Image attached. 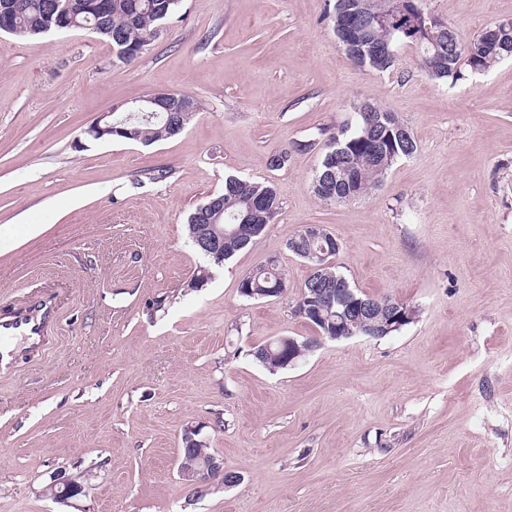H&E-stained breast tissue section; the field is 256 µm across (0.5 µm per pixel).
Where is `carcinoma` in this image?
Wrapping results in <instances>:
<instances>
[{
    "label": "carcinoma",
    "mask_w": 512,
    "mask_h": 512,
    "mask_svg": "<svg viewBox=\"0 0 512 512\" xmlns=\"http://www.w3.org/2000/svg\"><path fill=\"white\" fill-rule=\"evenodd\" d=\"M6 3L9 10L0 15V23L6 21L8 25L5 29L0 27V33L6 31L18 37L38 36L40 29L53 23L57 15L69 12L75 4L83 7L90 24L96 26L95 34L112 45V65L118 66L127 65L144 53L158 36V27L176 16L180 0H0V7ZM406 10L404 0H394L392 17L375 25L368 42L363 44L366 57L360 66L386 71L394 66L398 49L413 44L400 29L399 21ZM440 41L448 42V63L423 65L421 69L433 79L454 83L462 79L466 71H486L499 61L512 58V21L500 28L496 43L487 42L482 35L465 42L451 26L448 33L441 34ZM355 117L354 125L340 127L330 136L329 151L313 178L330 170L338 177L345 172L349 178L348 182L341 183L340 196L350 194L362 198L397 160L412 155L417 144L412 135H403L406 125L397 116L376 105L373 111L357 112ZM112 123L132 130L133 136L123 135L121 139L143 144L165 140L182 131L164 111L154 117L148 112L118 110L112 114ZM217 198L224 204L219 227L237 230V237L224 246V251L207 257L208 265L199 269L191 282L193 288L211 279L213 267L223 265L261 235L280 209L279 198L271 183L245 181L233 175L225 178L224 190ZM307 231L306 227L299 230L288 245L302 244L309 253L323 254L321 259H304L307 264L319 266L311 272L302 289L301 296L310 298L315 281H334L342 275L330 264V258L336 255V247L325 253L320 250V245L327 244L326 238L331 233L319 226V238L306 241ZM285 286L286 277L279 267L261 264L242 278L239 291L245 298L259 299L264 289L277 287L283 293ZM286 353L288 350L282 351L274 343L270 352L258 361L272 371L284 369Z\"/></svg>",
    "instance_id": "obj_1"
}]
</instances>
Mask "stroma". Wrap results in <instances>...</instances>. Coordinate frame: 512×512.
Here are the masks:
<instances>
[{
    "instance_id": "1",
    "label": "stroma",
    "mask_w": 512,
    "mask_h": 512,
    "mask_svg": "<svg viewBox=\"0 0 512 512\" xmlns=\"http://www.w3.org/2000/svg\"><path fill=\"white\" fill-rule=\"evenodd\" d=\"M333 0H181L132 63L87 30L0 34V313L44 303L46 350L0 367V512H512V60L457 83L415 47L355 64ZM469 41L512 0H423ZM174 91L200 104L149 145L94 140L117 106ZM369 101L417 151L369 195L327 202L312 177ZM289 151L284 168L269 156ZM233 174L274 185V224L203 287L190 213ZM327 228L350 285L416 310L388 336L323 340L270 371L255 350L314 331L294 313L309 267L287 247ZM276 258L282 297L239 283ZM198 429L234 484L178 474ZM65 474L84 486L57 502Z\"/></svg>"
}]
</instances>
